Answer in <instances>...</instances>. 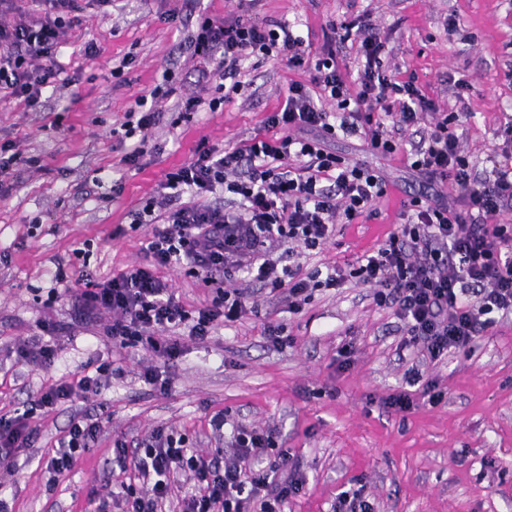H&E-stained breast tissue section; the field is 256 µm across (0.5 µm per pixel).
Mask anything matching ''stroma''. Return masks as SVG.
Listing matches in <instances>:
<instances>
[{
    "label": "stroma",
    "mask_w": 512,
    "mask_h": 512,
    "mask_svg": "<svg viewBox=\"0 0 512 512\" xmlns=\"http://www.w3.org/2000/svg\"><path fill=\"white\" fill-rule=\"evenodd\" d=\"M180 4L118 0L106 13L86 10L61 38L58 59L72 80L64 94L47 97L38 112L0 99V142L43 158L41 170L12 174L14 190L0 200V415L103 360L122 369L100 395L37 416L38 432L19 449L17 471H0V495L12 512H120L99 508L103 480L127 479L112 459L115 439L170 429L194 448L228 456L231 448L211 428L220 414L277 430L305 480L284 512H332L339 493L357 489L372 512H512L511 316L497 318L470 353L430 361L405 345L401 322L375 305L370 289L349 282L317 290L298 313L260 290L263 316L219 324L204 342L181 337L169 369L162 359L113 345L98 327L75 324L67 300L40 304L56 263L73 271L87 264L106 277L138 261L145 231L131 229L130 211L199 141L222 149L257 133L289 82L304 77L253 59L244 65L245 88L223 108L176 117L196 79L194 61L177 49L194 17L165 19ZM249 12L298 23L316 51L328 21L367 17L387 39L385 62L397 79H415L441 111L464 113L456 133L474 161L491 155L495 130L512 121V0H251ZM91 41L99 48L94 57L84 53ZM118 62L125 68L116 76ZM167 67L175 92L163 102L164 120L151 133L142 168H127L122 158L131 142L111 130ZM329 147L381 168L391 186L376 217L338 225L332 243L303 257L310 270L344 269L376 250L398 222L400 200L427 189L403 157L371 153L359 137L341 135ZM86 240L89 257L75 256ZM269 319L283 325L284 344L265 338ZM22 339L54 344V364L15 362L13 346ZM147 367L170 370L168 391L143 381ZM412 370L436 382L442 401L409 412L388 408L386 398L407 389ZM89 412L105 418L103 434L66 476L53 479L47 462L57 439L73 416Z\"/></svg>",
    "instance_id": "35a3bbf8"
}]
</instances>
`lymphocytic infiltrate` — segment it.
<instances>
[{"instance_id":"f902f5d3","label":"lymphocytic infiltrate","mask_w":512,"mask_h":512,"mask_svg":"<svg viewBox=\"0 0 512 512\" xmlns=\"http://www.w3.org/2000/svg\"><path fill=\"white\" fill-rule=\"evenodd\" d=\"M14 2L0 0V88L36 110L46 90L58 86L63 69L54 55L66 27L84 7H108L112 0H39L43 15L30 22L8 21ZM324 39L316 52L284 21L201 17L183 46L228 80L230 92L241 90V65L251 58L307 72L308 82H289L284 104L265 114L254 137L221 151L199 145L190 162L166 173L130 213L133 228H148L141 262L104 282L81 272V289L70 287L69 272L57 264L48 303L68 300L76 322L102 326L113 343L143 346L168 363L179 346L159 341L158 333L186 323L190 338L203 340L218 323L258 314L253 293L229 283L232 270L241 268L294 312L322 288L349 280L370 288L375 305L392 310L410 344L433 360L451 350L469 353L496 314H512V225L502 219L512 205V165L477 172L454 132L459 113L440 111L414 80L389 72L375 27L359 19L332 21ZM348 42L360 59L353 84L336 56L337 45ZM162 78L138 98L137 121L120 125L124 138L137 140L124 158L128 166L139 167L163 115L160 103L173 92L170 72ZM425 120L426 135L407 143L405 133ZM341 134L359 136L375 154H404L412 174L427 179L432 191L403 201L400 224L357 266L307 272L296 256L324 249L337 225L375 215L387 194L378 168L326 148V140ZM227 193L238 197L237 210L225 208ZM164 268L183 269L210 288L195 313L176 300L160 276ZM104 312L111 313L110 324H101ZM113 373L111 362H101L94 374L63 377L31 394L24 411L0 415V469H15L18 449L37 432V412L100 393ZM103 428L102 419L74 418L50 470L67 473ZM231 446L232 455L220 459L161 429L145 441L116 443L117 466L133 475L122 486L126 512H167L176 482L189 488L180 512H282L303 481L289 470L276 431L237 426Z\"/></svg>"}]
</instances>
